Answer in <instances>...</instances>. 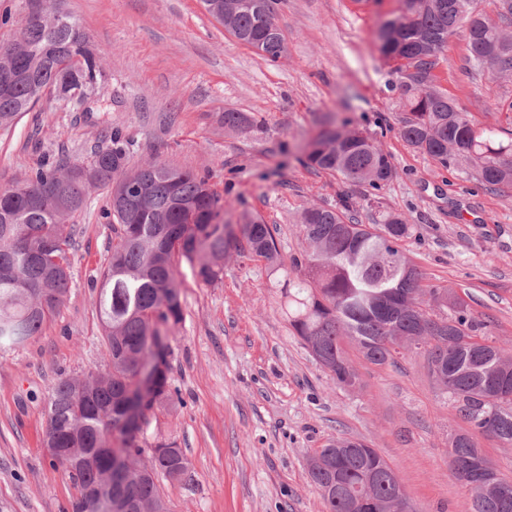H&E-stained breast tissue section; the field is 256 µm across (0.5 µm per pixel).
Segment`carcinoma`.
<instances>
[{
  "label": "carcinoma",
  "mask_w": 512,
  "mask_h": 512,
  "mask_svg": "<svg viewBox=\"0 0 512 512\" xmlns=\"http://www.w3.org/2000/svg\"><path fill=\"white\" fill-rule=\"evenodd\" d=\"M391 25L374 32L383 58L394 60L405 116L397 136L443 169L470 166L481 183L494 190L512 188V130L481 129L435 85L433 70L459 27L468 32L474 66L500 78L512 76V0H497L493 20L476 0H402ZM206 11L238 42L277 62L287 50L277 23L278 0H202ZM78 20L53 7L23 26L13 45L0 50V129L9 130L34 109L32 85L52 89L74 73L90 84L103 68L74 38ZM224 127L247 130L257 122L242 112L224 113ZM130 142L118 131L111 144L87 161L60 166L43 161L28 177L0 186V350L12 349L39 335L60 311L70 276L52 278L47 268L71 265L70 216L85 203L88 190H110L136 183L144 191L119 205L109 199L104 218L112 225V249L100 274L95 308L104 336L105 370L63 377L51 391L45 445L65 452L50 455L52 465L74 485L71 512L90 508L86 490L95 486L114 458L132 457L139 468L125 472L122 493L170 512L156 483L161 474L177 483L192 480L182 449L159 442L148 461L141 459L138 435L144 413L172 405L168 333L183 320L181 284L176 265L188 262L204 283L219 281L224 260L237 254L269 264L279 262L276 239L264 220L245 213L235 225L220 221L224 201L190 169L153 160L126 168ZM307 164L343 182L380 191L396 170L391 156L372 137L347 124L320 129ZM350 200L339 208L308 206L297 217L308 244L302 274L288 292L289 324L315 359L345 387L358 373L344 349L354 343L364 360H391L386 343L424 356L428 366L441 362L449 396L471 429L512 445V356L495 345L490 325L473 317L468 304L448 291L423 284L403 242L413 228L400 214L382 224H359L349 216ZM449 309L446 338L431 336L434 306ZM152 361L151 386L141 391L140 361ZM331 440L309 460L311 485L327 512H390L405 488L389 464L364 442L341 457ZM450 460L467 461L457 480L467 488L462 512H512V491L502 496L490 486L496 473L468 432L454 435ZM343 490L336 492V473Z\"/></svg>",
  "instance_id": "carcinoma-1"
}]
</instances>
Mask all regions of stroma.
Listing matches in <instances>:
<instances>
[{
  "mask_svg": "<svg viewBox=\"0 0 512 512\" xmlns=\"http://www.w3.org/2000/svg\"><path fill=\"white\" fill-rule=\"evenodd\" d=\"M42 0H0V48L12 45ZM400 0H281L277 22L288 52L261 59L211 17L201 0H64L105 78L103 107L76 112L45 98L0 133V185L42 161L87 160L112 130L133 140L129 167L157 159L205 176L224 200L225 223L260 215L280 264L239 255L220 282L179 263L184 319L169 341L179 399L147 414L142 448L176 443L193 479L162 481L171 512H326L309 481V458L331 439L368 443L392 467L417 512H461L448 441L466 431L419 354L383 365L346 354L360 384L347 389L315 360L288 320L294 259L307 250L296 223L309 204L351 197L354 217L382 223L402 214L406 248L424 284L462 297L512 352V189L489 190L473 169H441L395 133L403 115L398 77L374 41ZM464 30L448 39L435 70L441 88L479 127L507 126L512 79L475 69ZM264 119L261 129H225L224 111ZM353 121L392 157L396 176L374 196L305 166L323 123ZM104 188L90 189L69 220L70 289L40 336L0 353V512H71L76 490L43 445L48 394L61 377L102 368L95 283L112 227Z\"/></svg>",
  "mask_w": 512,
  "mask_h": 512,
  "instance_id": "1",
  "label": "stroma"
}]
</instances>
